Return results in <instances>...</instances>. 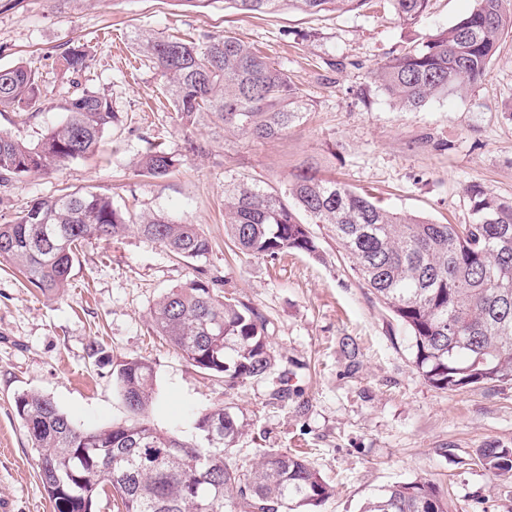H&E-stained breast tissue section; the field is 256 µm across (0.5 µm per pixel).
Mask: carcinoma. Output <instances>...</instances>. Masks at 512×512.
<instances>
[{
	"mask_svg": "<svg viewBox=\"0 0 512 512\" xmlns=\"http://www.w3.org/2000/svg\"><path fill=\"white\" fill-rule=\"evenodd\" d=\"M238 11L263 16L283 0H229ZM431 0H288L311 14L389 6L403 25H414ZM512 31V0H475L467 16L440 29L372 72L374 82L402 110L422 106L448 91L464 92L482 81L503 36ZM144 61L167 86L184 127L209 112L228 132L258 140L282 135L303 114L302 99L288 71L250 44L217 35L202 49L190 40L149 39ZM80 74L89 66L82 45L58 57ZM38 77L25 65L0 68V108L32 107ZM66 116L35 143L0 132V181L46 174L94 156L103 134L118 121L112 101L81 90L66 103ZM175 155L148 144L137 174L163 179ZM471 222L439 224L400 216L367 192L321 177L306 165L281 189L234 183L224 190V232L244 255L275 259L288 252L315 255L308 224H321L366 286L408 332L417 371L433 386L460 392L475 385L512 381V199L469 187ZM135 231L183 261H198L212 244L196 224L157 215L134 221L106 195L64 188L0 224V265H8L44 293L69 285L78 247ZM157 335L192 366L224 378L235 390L264 374L273 354L266 318L234 293L219 294L198 279L163 294L151 311ZM113 380L122 400H132L127 419L105 428L76 425L53 400L22 391L15 413L32 447L39 449V478L53 512H94L97 500L113 497L122 512H293L316 507L331 487L303 457L271 450L250 471L224 461L242 425L224 404L201 412L195 429L222 427L213 446L157 429L149 410L154 399L151 362L133 357L117 364ZM172 448H191L189 456ZM478 462L512 476V448L478 449ZM132 473L129 483L112 472ZM361 512H448L428 481L394 485L369 499Z\"/></svg>",
	"mask_w": 512,
	"mask_h": 512,
	"instance_id": "carcinoma-1",
	"label": "carcinoma"
}]
</instances>
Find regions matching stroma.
Listing matches in <instances>:
<instances>
[{"label": "stroma", "mask_w": 512, "mask_h": 512, "mask_svg": "<svg viewBox=\"0 0 512 512\" xmlns=\"http://www.w3.org/2000/svg\"><path fill=\"white\" fill-rule=\"evenodd\" d=\"M473 7L474 0H432L421 22L405 27L380 7L310 16L285 5L256 18L224 0L203 8L181 0H0V67L27 66L41 88L39 112L0 111V131L36 141L62 120L79 87L105 93L120 114L95 158L0 186V224L68 186L109 195L138 216L198 225L212 242L208 257L194 262L134 232L86 242L69 287L52 296L0 266V512H52L14 396L47 395L85 428L118 422L127 412L112 369L136 356L155 368L150 417L160 429L191 437L195 412L223 403L242 423L226 454L232 466L249 470L272 448L306 452L334 488L315 512H359L369 496L420 479L435 484L449 512H512V479L474 460L480 448H512V382L451 393L426 381L406 330L322 225L310 227L317 255L279 261L233 253L224 237L225 185L277 189L307 163L396 212L437 223L470 222V185L512 198V34L481 82L412 111L396 108L370 75ZM224 33L258 46L293 78L307 109L282 136L227 133L206 115L182 127L161 101L162 79L139 61L147 36L202 47ZM80 43L91 62L77 77L56 59ZM442 139L447 150L435 149ZM149 140L179 159L170 177L135 172ZM194 143L201 152L191 151ZM205 277L269 322L270 369L231 392L156 336L150 319L161 295Z\"/></svg>", "instance_id": "35a3bbf8"}]
</instances>
